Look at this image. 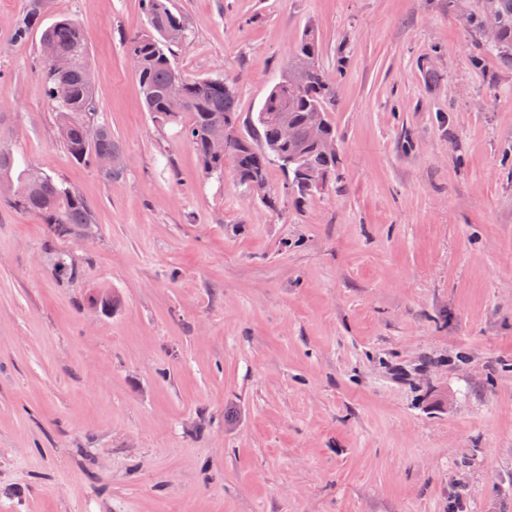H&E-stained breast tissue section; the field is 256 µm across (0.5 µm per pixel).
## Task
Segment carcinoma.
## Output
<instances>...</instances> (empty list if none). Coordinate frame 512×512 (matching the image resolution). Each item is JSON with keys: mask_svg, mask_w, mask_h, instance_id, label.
I'll list each match as a JSON object with an SVG mask.
<instances>
[{"mask_svg": "<svg viewBox=\"0 0 512 512\" xmlns=\"http://www.w3.org/2000/svg\"><path fill=\"white\" fill-rule=\"evenodd\" d=\"M42 0H30L29 10L15 29L24 40L38 25ZM148 28L125 39L133 59L140 93L154 118L181 127L201 159L207 175L224 173L230 166L239 185L276 203L268 182L271 167H278L295 201L310 199L318 184L336 177V159L322 153L317 140L336 137L330 112L336 107L337 85L319 62L320 43L314 28H306L281 80L269 93L247 134L229 137L228 126H240V112L233 84L222 78L191 79L175 64L171 48L188 39L186 23L174 13L168 0H140ZM499 19L497 40L487 50L512 60V0H485L481 14L472 16L474 32L483 31L489 14ZM42 73L46 94L56 112L58 134L68 155L77 162L109 167L108 177L124 170L120 142L99 125L91 131L96 109V76L89 63V45L83 26L62 17L41 35ZM60 81L69 87L65 100L56 98ZM290 139L281 138L283 125ZM10 187L3 196L8 205L39 215L53 237H68L90 228L94 217L81 196L41 168L19 165L9 145L0 143V185Z\"/></svg>", "mask_w": 512, "mask_h": 512, "instance_id": "obj_1", "label": "carcinoma"}]
</instances>
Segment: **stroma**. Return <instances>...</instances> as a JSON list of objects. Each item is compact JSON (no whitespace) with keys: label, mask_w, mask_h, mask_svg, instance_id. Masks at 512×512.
I'll return each mask as SVG.
<instances>
[{"label":"stroma","mask_w":512,"mask_h":512,"mask_svg":"<svg viewBox=\"0 0 512 512\" xmlns=\"http://www.w3.org/2000/svg\"><path fill=\"white\" fill-rule=\"evenodd\" d=\"M28 3L0 0V141L94 224L58 242L0 204V512H512V62L483 0H170L177 66L244 124L318 30L338 175L274 210L146 111L139 0H44L19 42ZM62 15L119 178L58 137Z\"/></svg>","instance_id":"35a3bbf8"}]
</instances>
